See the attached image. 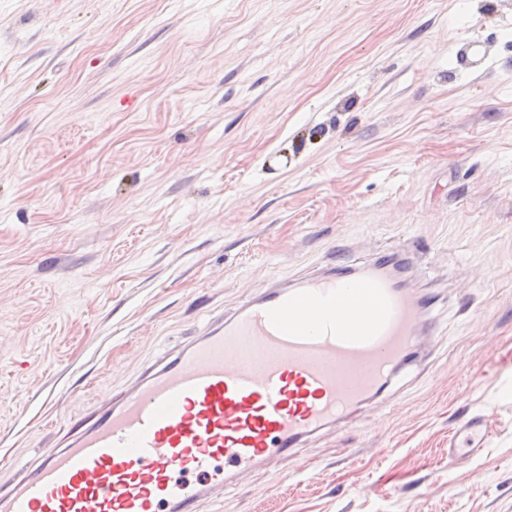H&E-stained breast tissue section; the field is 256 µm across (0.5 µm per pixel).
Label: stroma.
<instances>
[{
    "label": "stroma",
    "instance_id": "stroma-1",
    "mask_svg": "<svg viewBox=\"0 0 512 512\" xmlns=\"http://www.w3.org/2000/svg\"><path fill=\"white\" fill-rule=\"evenodd\" d=\"M397 251L421 365L201 512H512V0H0L1 486L210 318ZM458 430H464L468 432L472 437L478 439V443L475 447L470 450L475 453L479 451L482 444L485 442L488 436V425L487 419L483 414H471L464 417L457 428Z\"/></svg>",
    "mask_w": 512,
    "mask_h": 512
}]
</instances>
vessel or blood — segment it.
<instances>
[{
	"label": "vessel or blood",
	"instance_id": "vessel-or-blood-1",
	"mask_svg": "<svg viewBox=\"0 0 512 512\" xmlns=\"http://www.w3.org/2000/svg\"><path fill=\"white\" fill-rule=\"evenodd\" d=\"M428 306L373 263L264 289L15 465L0 512H199L238 473L384 396L422 356Z\"/></svg>",
	"mask_w": 512,
	"mask_h": 512
}]
</instances>
